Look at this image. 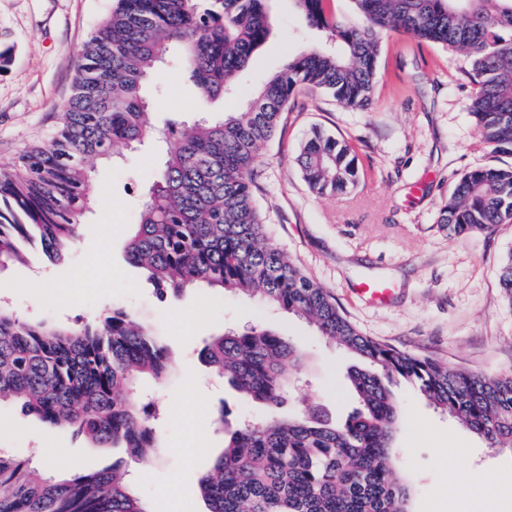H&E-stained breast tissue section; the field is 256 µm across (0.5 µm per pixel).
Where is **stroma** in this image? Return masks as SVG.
<instances>
[{"label": "stroma", "instance_id": "obj_1", "mask_svg": "<svg viewBox=\"0 0 512 512\" xmlns=\"http://www.w3.org/2000/svg\"><path fill=\"white\" fill-rule=\"evenodd\" d=\"M116 0H0V168L12 167L27 147L59 126L54 106L72 90L78 48L111 13ZM273 35L239 78L238 110L289 54L318 43L291 0H271ZM465 55L388 32L382 40L374 103L339 106L321 91L298 88L275 136L260 148L254 178L257 206L269 240L335 299L365 336L449 367L486 375L512 374V302L498 280L512 251V224L463 238L448 236L439 210L454 182L476 166H505L512 156L481 145L467 109L471 84ZM150 120L183 127L214 111L188 81L162 67L149 84ZM348 141L357 156L358 185L334 196L313 194L296 158L313 130ZM159 148L147 145L117 162L95 166L107 191L59 263L33 255L0 271V305L23 318L60 324L99 319L121 306L155 325L172 346L175 373L162 383L139 381L158 413V457L129 464L150 512H206L198 489L224 446L214 419L234 392L198 353L226 329L262 325L298 344L306 366L287 406L317 402L336 418L357 405L346 381L352 360L315 325L268 306L257 296L220 297L204 286L157 298L145 272L126 256L129 229L144 201V174ZM365 282L389 285L388 303L357 293ZM402 406L396 455L414 486L409 512H448V480L475 479L495 489L500 512H512V451L488 447L458 421L434 409L406 383L394 385ZM194 445L208 454L191 456ZM0 448L51 460L56 472L104 468L123 458L118 448L83 439L0 407Z\"/></svg>", "mask_w": 512, "mask_h": 512}]
</instances>
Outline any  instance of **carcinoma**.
Returning a JSON list of instances; mask_svg holds the SVG:
<instances>
[{
    "label": "carcinoma",
    "mask_w": 512,
    "mask_h": 512,
    "mask_svg": "<svg viewBox=\"0 0 512 512\" xmlns=\"http://www.w3.org/2000/svg\"><path fill=\"white\" fill-rule=\"evenodd\" d=\"M75 55L71 96L55 107L60 127L0 170V269L39 250L60 262L93 209L92 164L150 142L166 146L150 173L130 231L128 261L160 296L196 283L264 302L312 321L321 335L361 360L347 371L358 408L343 421L323 405L285 412L304 352L258 326L210 338L201 361L227 378L245 413L199 480L207 512H406L412 486L393 452L403 380L492 448L512 449V375H474L361 335L334 299L269 243L252 177L262 144L301 86L346 108L373 99L383 35L397 30L465 54L473 84L470 115L480 142L512 154V0H350L354 19L332 0H293L326 41L289 56L238 112L176 128L149 122L146 85L167 60L214 102L271 37L267 0H116ZM297 163L318 196L354 188L348 145L314 132ZM512 224V166L464 173L439 211L448 234L465 237ZM499 284L512 301V254ZM164 337L122 308L80 326L32 321L0 307V403L69 431L98 448H122L147 464L158 452L156 410L121 395L136 377L170 372ZM257 405L271 411L251 415ZM0 512H149L122 462L56 475L0 454Z\"/></svg>",
    "instance_id": "obj_1"
}]
</instances>
